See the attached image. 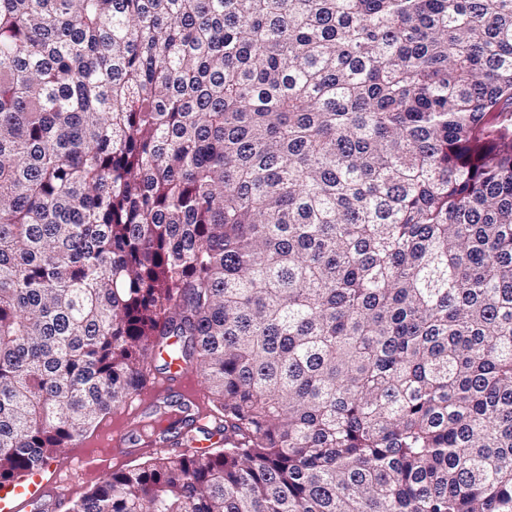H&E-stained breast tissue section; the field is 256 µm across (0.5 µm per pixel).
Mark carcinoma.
I'll list each match as a JSON object with an SVG mask.
<instances>
[{
	"mask_svg": "<svg viewBox=\"0 0 512 512\" xmlns=\"http://www.w3.org/2000/svg\"><path fill=\"white\" fill-rule=\"evenodd\" d=\"M170 337L74 512H512V0H0V479ZM167 360L169 371L152 386L150 402L153 407H159L171 398H176L182 404L183 411L172 414L169 421L165 422L164 425H168L169 422L175 419L181 421L184 418L187 420L188 426L183 429V436L159 441L157 445L161 447H171L177 444L182 446L183 442H186V439L183 438L186 433L193 438L192 441L186 442L190 444L196 442V433H207L213 437L221 438L222 436L218 432V419H210L206 413L195 410L191 405L195 404L194 381L187 374L184 363L179 359L170 357H167ZM137 446V440L129 435L125 429L115 427L112 432V425L107 429V434L98 448H106L101 452H93L90 449H82L77 454L76 467L82 471L95 473L97 475H106L110 472L112 453L116 455L126 448H129L123 456L112 463L113 469H124L132 465L133 461L144 462L153 455L154 452L141 451Z\"/></svg>",
	"mask_w": 512,
	"mask_h": 512,
	"instance_id": "1",
	"label": "carcinoma"
}]
</instances>
